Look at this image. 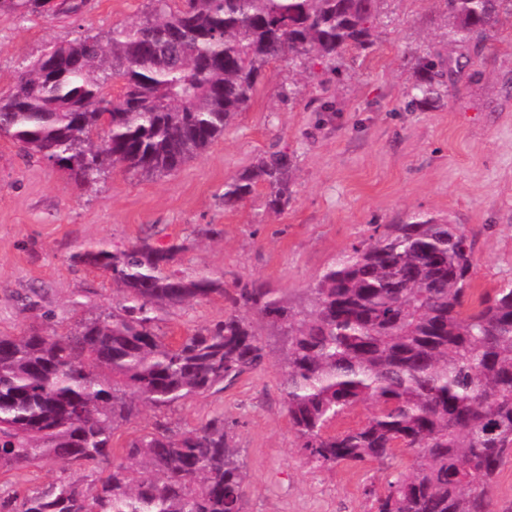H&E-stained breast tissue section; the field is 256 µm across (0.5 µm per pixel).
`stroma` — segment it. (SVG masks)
<instances>
[{
	"label": "stroma",
	"mask_w": 512,
	"mask_h": 512,
	"mask_svg": "<svg viewBox=\"0 0 512 512\" xmlns=\"http://www.w3.org/2000/svg\"><path fill=\"white\" fill-rule=\"evenodd\" d=\"M150 9V0H89L78 17H0V95L47 43L106 32ZM375 30L373 51L346 61L339 75L318 64L273 63L223 137L170 175L111 169L86 185L0 136V335L44 325L47 312L61 328L111 307L110 277L68 261L100 240L183 241L185 273L256 278L295 299L353 245L387 225L435 215L472 240L477 289L512 282V14L502 13L483 53L455 70L448 97L414 110L404 103L418 57L448 54L445 17L431 0H381ZM288 87L293 97H283ZM278 150L293 163L288 206L271 212L260 192L225 208V181ZM208 226L215 236L202 235ZM224 311L214 295L166 310L159 327L175 340ZM257 330L264 366L224 392L145 409L128 434L159 422L193 425L220 411L249 474L245 512H368L365 487L383 486L391 468L304 464L279 388L281 341L265 322Z\"/></svg>",
	"instance_id": "1"
}]
</instances>
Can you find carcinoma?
<instances>
[{"label": "carcinoma", "instance_id": "1", "mask_svg": "<svg viewBox=\"0 0 512 512\" xmlns=\"http://www.w3.org/2000/svg\"><path fill=\"white\" fill-rule=\"evenodd\" d=\"M87 2L0 0V17L79 16ZM151 2L137 21L25 61L0 97V136L87 184L116 167L171 173L224 136L279 59L339 75L348 54L372 49L380 0ZM433 2L451 50L482 49L512 13V0ZM452 74L418 58L406 108L439 101ZM291 170L286 152L262 157L224 182V205L262 185L269 208H284ZM186 249L148 237L92 243L70 263L109 273L115 305L61 330L0 336V471L75 466L90 477L0 495V512H243L249 475L224 414L177 430L158 423L119 449L113 439L145 405L220 392L262 367L266 345L247 312L284 338L280 390L306 465H389L405 453L410 468L366 490L369 512H494L489 493L512 461V285L472 291L473 244L458 225L387 227L319 276L301 307L259 280L228 288L175 269ZM212 295L224 319L175 342L159 333L158 313ZM364 405L362 424L333 429Z\"/></svg>", "mask_w": 512, "mask_h": 512}]
</instances>
